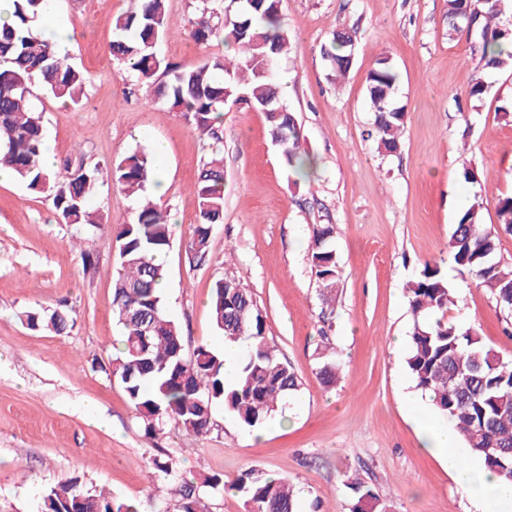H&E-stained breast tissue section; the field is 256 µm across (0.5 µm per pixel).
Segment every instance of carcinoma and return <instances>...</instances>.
<instances>
[{"label":"carcinoma","instance_id":"obj_1","mask_svg":"<svg viewBox=\"0 0 512 512\" xmlns=\"http://www.w3.org/2000/svg\"><path fill=\"white\" fill-rule=\"evenodd\" d=\"M52 0H13V20L0 27V166L13 171L28 189L49 194L61 223L96 227L103 216L91 207L98 169L64 160L49 168L43 162L45 130L32 103L34 85L56 99L78 103L87 76L69 57L57 56L31 33L29 22ZM138 6L112 20L113 59L134 72L151 100L184 113L208 142L194 193L199 214L189 251L197 264L206 262L214 226L224 223L223 112L243 102L264 115L283 165L300 172L310 162L293 112L281 111L279 58L288 49L278 0H200L189 31L197 44L223 42L235 49L190 68H177L160 56L157 44L168 25L165 0H137ZM506 0H448V32L475 28L482 41L484 67L512 65V33L504 25ZM352 37L338 29L321 46L322 57L343 76L352 63ZM398 74L383 56L367 76V94L375 113L373 137L387 153L399 149L404 112L395 106ZM109 176L122 192L140 196L156 176L153 154L143 146L111 165ZM498 227L483 223V202L473 198L453 225L450 259L457 271L475 277L496 302L512 311V268L497 259L498 228L512 232V196L496 205ZM333 227L313 229L312 267L322 286L323 303L336 302L340 266L330 245ZM167 217L150 200L140 203L134 218L118 228L114 247L118 262L112 308L123 330L121 347L110 359V375L125 391L148 435L171 422L194 435L210 432L212 410L221 405L240 424L265 425L299 390L296 374L282 362L266 336L265 316L252 293L233 277L212 287L211 314L224 340L244 343L233 373L224 369V353L200 344L185 353L178 323L164 311L163 267L157 257L170 246ZM414 327L406 366L415 388L456 427L466 448L483 466L512 482V452L493 453V445L512 449V360L485 345L472 328L448 319L451 288L436 266L424 265L408 288ZM32 330L63 333L70 316L60 310L29 312ZM223 479H181L174 503L162 512H208L203 488H218ZM354 498L352 512H383L377 494L363 479L345 475ZM245 498L247 512H297L294 492L285 478L250 469L231 484ZM84 496L78 512H141L139 503L89 489L75 479L50 487L41 512H70L68 504Z\"/></svg>","mask_w":512,"mask_h":512}]
</instances>
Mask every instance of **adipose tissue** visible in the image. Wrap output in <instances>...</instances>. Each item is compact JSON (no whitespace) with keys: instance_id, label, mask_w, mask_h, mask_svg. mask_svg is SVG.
I'll return each instance as SVG.
<instances>
[{"instance_id":"1","label":"adipose tissue","mask_w":512,"mask_h":512,"mask_svg":"<svg viewBox=\"0 0 512 512\" xmlns=\"http://www.w3.org/2000/svg\"><path fill=\"white\" fill-rule=\"evenodd\" d=\"M422 446L436 456L461 488L478 501H491L496 512H512V482L467 466L458 452L459 438L449 426L425 418L419 424Z\"/></svg>"}]
</instances>
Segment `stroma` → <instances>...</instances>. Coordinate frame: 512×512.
<instances>
[{
    "instance_id": "obj_1",
    "label": "stroma",
    "mask_w": 512,
    "mask_h": 512,
    "mask_svg": "<svg viewBox=\"0 0 512 512\" xmlns=\"http://www.w3.org/2000/svg\"><path fill=\"white\" fill-rule=\"evenodd\" d=\"M129 0H56L51 17L70 33L68 53L89 81L79 104L44 91L34 104L54 160L111 163L147 139L168 145L157 174L169 188L158 203L170 215L163 297L187 350L223 349L210 313L214 283L239 279L266 316V334L300 388L261 431L215 406L204 436L166 425L149 436L121 386L103 370L120 346L112 314L115 232L137 198L101 178L94 201L108 222L79 229L60 223L52 200L17 181L0 183V512H39L45 491L75 478L85 487L141 502L157 512L176 476L232 481L257 469L285 477L302 512H351L343 484L356 471L386 512H484L421 446L418 411L432 412L405 358L413 330L408 288L425 263L437 265L456 297L448 317L476 327L482 341L512 359V312L474 277L459 274L449 238L463 201L484 198L483 221L497 224L496 201L512 194V72L486 70L477 35H449L447 0H280L290 35L278 62L284 102L314 162L307 175L286 170L262 113L225 108L224 222L205 264L188 248L198 204L193 184L207 141L179 112L154 104L135 74L113 61L112 19ZM194 0H168L159 51L169 63L197 65L207 53L188 32ZM353 36V65L336 78L321 45L333 30ZM399 74L396 102L406 113L397 152L367 135L374 121L366 77L380 56ZM482 77L487 91L471 98ZM474 168L478 183L465 180ZM333 226L341 280L326 313L309 240ZM91 250L92 269L79 251ZM67 302L75 324L63 333L33 330L29 311ZM337 360L335 385L320 370ZM174 476L147 472L158 449Z\"/></svg>"
}]
</instances>
